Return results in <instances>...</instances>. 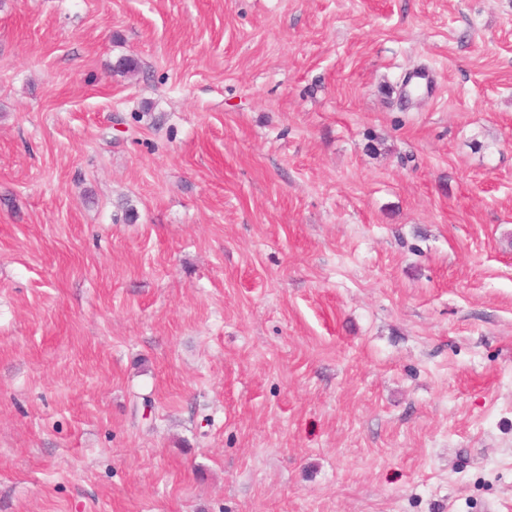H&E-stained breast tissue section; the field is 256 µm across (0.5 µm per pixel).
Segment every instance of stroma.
Wrapping results in <instances>:
<instances>
[{
	"instance_id": "35a3bbf8",
	"label": "stroma",
	"mask_w": 512,
	"mask_h": 512,
	"mask_svg": "<svg viewBox=\"0 0 512 512\" xmlns=\"http://www.w3.org/2000/svg\"><path fill=\"white\" fill-rule=\"evenodd\" d=\"M0 512H512V0H0Z\"/></svg>"
}]
</instances>
